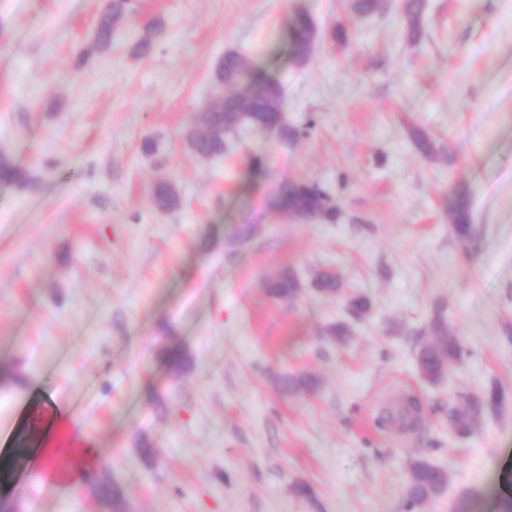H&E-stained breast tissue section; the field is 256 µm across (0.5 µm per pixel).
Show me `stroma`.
<instances>
[{
    "instance_id": "stroma-1",
    "label": "stroma",
    "mask_w": 512,
    "mask_h": 512,
    "mask_svg": "<svg viewBox=\"0 0 512 512\" xmlns=\"http://www.w3.org/2000/svg\"><path fill=\"white\" fill-rule=\"evenodd\" d=\"M106 4L0 0V154L25 173L0 183V373L17 377L0 380V500L112 512L66 454L90 443L128 512H405L419 456L448 472L420 512H498L512 496V0H426L417 41L400 0L366 17L351 0H130L110 46L78 62ZM299 8L352 40L296 64ZM152 22V53L134 55ZM228 49L276 77L289 123L315 117L309 135L244 128L223 155L191 150ZM417 130L442 153L423 158ZM162 179L174 210L153 204ZM286 180L319 182L343 219L273 210ZM460 188L469 255L446 209ZM326 268L337 295L309 286ZM289 271L305 284L291 303L267 292ZM356 296L371 309L352 321ZM438 310L464 353L431 382L414 351ZM343 323L344 340L327 336ZM301 373L313 390H286ZM492 388L500 410L455 434L454 394Z\"/></svg>"
}]
</instances>
